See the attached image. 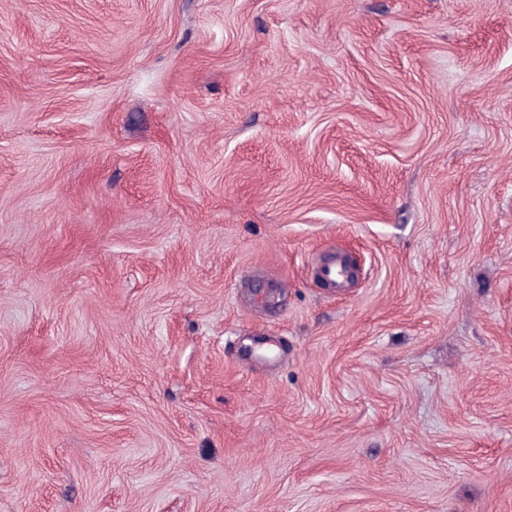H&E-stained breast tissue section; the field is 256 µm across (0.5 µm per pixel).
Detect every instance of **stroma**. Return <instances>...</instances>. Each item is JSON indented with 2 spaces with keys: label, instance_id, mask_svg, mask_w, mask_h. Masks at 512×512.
<instances>
[{
  "label": "stroma",
  "instance_id": "obj_1",
  "mask_svg": "<svg viewBox=\"0 0 512 512\" xmlns=\"http://www.w3.org/2000/svg\"><path fill=\"white\" fill-rule=\"evenodd\" d=\"M0 512H512V0H0ZM311 270L315 277L339 293L352 288L359 279V271L352 258L339 248H330L318 254L312 262Z\"/></svg>",
  "mask_w": 512,
  "mask_h": 512
}]
</instances>
